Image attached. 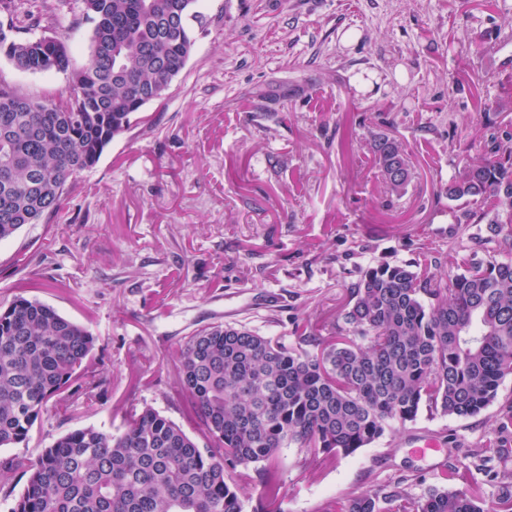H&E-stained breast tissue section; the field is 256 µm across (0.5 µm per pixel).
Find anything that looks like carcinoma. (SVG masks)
Returning a JSON list of instances; mask_svg holds the SVG:
<instances>
[{"instance_id": "cac0c4a2", "label": "carcinoma", "mask_w": 512, "mask_h": 512, "mask_svg": "<svg viewBox=\"0 0 512 512\" xmlns=\"http://www.w3.org/2000/svg\"><path fill=\"white\" fill-rule=\"evenodd\" d=\"M199 0H0V50L21 72H43L45 23L54 37L93 24L85 62L69 54L57 71L67 86L51 97L0 81V241L59 212L81 174L126 132L131 115L185 68L202 20ZM482 157H462L446 194L459 202L448 237L486 223L502 259L466 253L446 272L412 262H380L361 272L326 326L295 318L285 344L245 325L212 324L175 351V382L202 427L204 445L145 406L122 434L75 429L34 458L0 459V474L24 479L10 512H243L241 484L259 493L254 512H282L273 466L295 447L307 468L352 455L423 409L473 417L512 376V132L484 125ZM373 161L392 198L411 180L404 143L371 142ZM97 342L85 326L51 305L23 296L0 305V448L26 443L51 403L91 399L106 378L91 365ZM498 435L456 460L453 473L476 470L498 487H432L412 494L404 477L327 503L321 512H512V471L491 466L512 457Z\"/></svg>"}]
</instances>
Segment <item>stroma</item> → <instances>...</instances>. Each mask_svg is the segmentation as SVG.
I'll return each instance as SVG.
<instances>
[{
	"mask_svg": "<svg viewBox=\"0 0 512 512\" xmlns=\"http://www.w3.org/2000/svg\"><path fill=\"white\" fill-rule=\"evenodd\" d=\"M193 52L165 106L147 105L45 224L0 243V305L24 296L85 325L107 375L93 405L52 407L21 454L87 426L120 434L151 406L194 438L174 350L196 329L243 324L291 342L293 321H331L347 288L381 261H447L448 179L485 116L512 130V0H201ZM0 81L44 97L60 72ZM313 90L271 113L253 94ZM357 122L348 151L337 139ZM401 139L412 179L388 201L372 134ZM29 263L17 264L19 255ZM512 377L479 415H430L357 453L300 466L281 449L284 512L414 472L421 494L491 435Z\"/></svg>",
	"mask_w": 512,
	"mask_h": 512,
	"instance_id": "obj_1",
	"label": "stroma"
}]
</instances>
